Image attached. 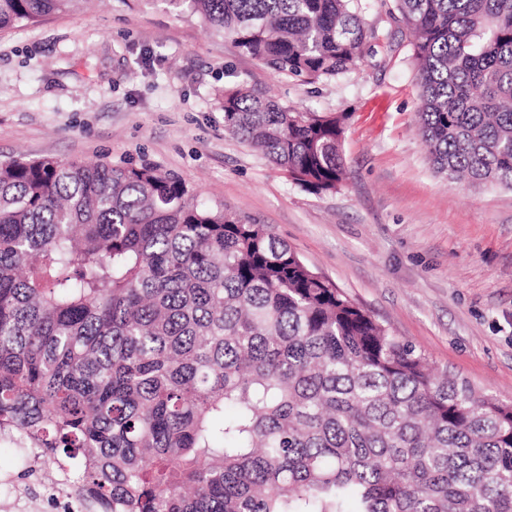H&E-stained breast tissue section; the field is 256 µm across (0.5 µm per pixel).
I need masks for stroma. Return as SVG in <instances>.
<instances>
[{
  "instance_id": "obj_1",
  "label": "stroma",
  "mask_w": 512,
  "mask_h": 512,
  "mask_svg": "<svg viewBox=\"0 0 512 512\" xmlns=\"http://www.w3.org/2000/svg\"><path fill=\"white\" fill-rule=\"evenodd\" d=\"M379 34L345 76L274 75L231 38L160 0H97L0 31V160L143 163L265 225L314 271L435 365L512 401V190L449 183L416 132L418 72L395 0H362ZM244 85L299 110L343 112L346 178L317 195L225 134L221 95ZM0 445V504L30 497Z\"/></svg>"
}]
</instances>
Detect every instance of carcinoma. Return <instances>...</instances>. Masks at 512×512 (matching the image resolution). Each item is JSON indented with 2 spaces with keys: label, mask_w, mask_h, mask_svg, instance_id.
<instances>
[{
  "label": "carcinoma",
  "mask_w": 512,
  "mask_h": 512,
  "mask_svg": "<svg viewBox=\"0 0 512 512\" xmlns=\"http://www.w3.org/2000/svg\"><path fill=\"white\" fill-rule=\"evenodd\" d=\"M79 0H0V30ZM276 74L355 69L361 0H163ZM417 132L512 188V0H396ZM224 132L315 194L346 115L224 89ZM0 429L72 512H512V404L431 366L283 240L151 165L0 161Z\"/></svg>",
  "instance_id": "obj_1"
}]
</instances>
